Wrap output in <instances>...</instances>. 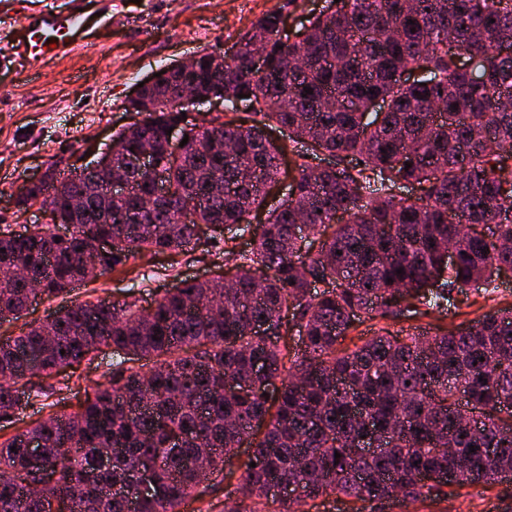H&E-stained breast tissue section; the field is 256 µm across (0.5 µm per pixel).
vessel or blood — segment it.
<instances>
[{
  "instance_id": "1",
  "label": "vessel or blood",
  "mask_w": 512,
  "mask_h": 512,
  "mask_svg": "<svg viewBox=\"0 0 512 512\" xmlns=\"http://www.w3.org/2000/svg\"><path fill=\"white\" fill-rule=\"evenodd\" d=\"M84 13L53 14L43 9L28 14L15 27L16 49L32 58L60 57L81 45L85 29Z\"/></svg>"
}]
</instances>
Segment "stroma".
<instances>
[{"mask_svg":"<svg viewBox=\"0 0 512 512\" xmlns=\"http://www.w3.org/2000/svg\"><path fill=\"white\" fill-rule=\"evenodd\" d=\"M88 42L70 54L34 60L10 52L14 21L41 8L66 12L70 0H0V228L22 231L45 221L40 204L16 205L27 182L56 158L80 165L95 159L113 135L132 122L128 98L139 82L170 64L203 51H225L263 14L278 10L290 29H299L327 0H84ZM222 257L200 249L175 253L150 265L130 262L127 271H108L74 285L67 293L34 303L24 318L0 321V335H18L26 324L41 322L66 306L94 300H120L135 289L146 308L166 289L184 279H201L215 271ZM466 304L447 315L411 319L398 315L355 324L344 345L353 348L378 329L407 335L414 328L433 331L512 306V272L486 290L473 292ZM112 356L101 353L53 378L54 391L41 413L24 410L6 434H14L35 416L79 410L88 394L111 372ZM251 454L237 451L224 482L201 486L187 512H222L226 502L243 497L241 474ZM313 512H512V482L452 488L442 500L370 503L339 498Z\"/></svg>","mask_w":512,"mask_h":512,"instance_id":"35a3bbf8","label":"stroma"}]
</instances>
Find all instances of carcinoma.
<instances>
[{
	"mask_svg": "<svg viewBox=\"0 0 512 512\" xmlns=\"http://www.w3.org/2000/svg\"><path fill=\"white\" fill-rule=\"evenodd\" d=\"M301 31L290 40L283 13L267 12L224 62L204 54L142 87L128 102L137 133L112 137L129 195L52 165L23 188L22 208L51 190L52 220L70 234L0 231V314L14 319L32 306V282L51 299L90 267L216 248L234 224L253 230V244L224 246L231 288L186 281L147 313L134 299L85 301L0 337L5 422L44 395L22 380L104 348L122 356L78 411L0 442V512H183L245 444L247 494L225 512H294L336 495L378 502L395 489L416 502L512 472V311L342 348L357 321L424 316L512 270V0H329ZM453 46L479 59V78ZM420 68L426 76L401 79ZM188 87L224 97L227 112L187 130L173 156L167 130ZM377 98L385 111L367 121ZM146 143L157 171L136 160ZM287 153L296 197L274 203L268 188ZM407 185L422 195L399 196ZM74 197L85 200L79 213ZM295 326L300 353L287 341ZM143 357L154 359L147 371L132 365ZM36 439L47 454H30ZM47 473L49 494L28 490Z\"/></svg>",
	"mask_w": 512,
	"mask_h": 512,
	"instance_id": "cac0c4a2",
	"label": "carcinoma"
}]
</instances>
